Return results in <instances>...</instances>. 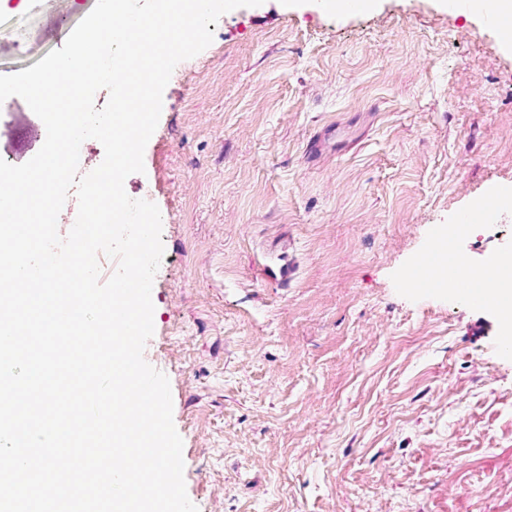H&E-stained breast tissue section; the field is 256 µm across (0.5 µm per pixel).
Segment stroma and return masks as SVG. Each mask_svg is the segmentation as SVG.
Listing matches in <instances>:
<instances>
[{"instance_id":"obj_1","label":"stroma","mask_w":512,"mask_h":512,"mask_svg":"<svg viewBox=\"0 0 512 512\" xmlns=\"http://www.w3.org/2000/svg\"><path fill=\"white\" fill-rule=\"evenodd\" d=\"M95 0L0 13V74ZM163 93L144 173L162 217L154 333L198 512H512V355L491 312L406 288L433 238L512 187V51L440 0L222 15ZM46 138L14 96L0 157ZM512 250V210L454 241Z\"/></svg>"}]
</instances>
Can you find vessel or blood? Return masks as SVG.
<instances>
[{"mask_svg":"<svg viewBox=\"0 0 512 512\" xmlns=\"http://www.w3.org/2000/svg\"><path fill=\"white\" fill-rule=\"evenodd\" d=\"M482 18L496 30L501 43L512 46V28L508 27L498 11L496 0H484ZM452 264L457 271L453 277L448 275L436 253L425 252L411 275L405 278L404 285L429 292L445 283L449 287L462 289L463 293L473 295L479 300L495 299L496 290L505 274L496 258H488L482 264L474 266L465 255L460 254L453 259Z\"/></svg>","mask_w":512,"mask_h":512,"instance_id":"obj_1","label":"vessel or blood"}]
</instances>
